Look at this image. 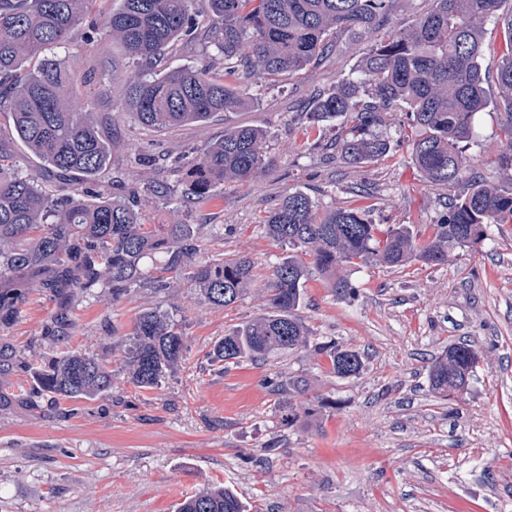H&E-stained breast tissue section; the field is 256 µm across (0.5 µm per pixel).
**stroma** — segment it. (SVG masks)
Returning a JSON list of instances; mask_svg holds the SVG:
<instances>
[{
  "mask_svg": "<svg viewBox=\"0 0 512 512\" xmlns=\"http://www.w3.org/2000/svg\"><path fill=\"white\" fill-rule=\"evenodd\" d=\"M368 42L341 41L322 61L270 84L243 83L248 105L201 124L156 132L127 118L113 127L112 166L97 184L120 181L140 191L149 224H220L221 241H205L200 257H250L268 274L285 249L264 234L262 220L286 193L307 194L317 208L368 206L381 226L407 224L417 241L433 234L445 208L411 159L400 127L387 134L388 157L357 167L330 160L325 147L339 120L311 129L314 101L332 93L357 69ZM74 89L93 121L117 110L124 96L114 71L135 64L111 38H77L58 50ZM222 68L206 32L169 50L162 69ZM491 104L478 113L465 150L476 173L512 184L500 166L508 149L507 119L489 84ZM228 125L267 134L264 168L247 184H228L214 200L188 203V166L221 140ZM156 158L140 164L139 154ZM166 183L157 197L150 181ZM355 286L337 298L318 275L305 287L300 316L312 343L281 358L213 370L214 344L236 326L267 311L250 290L229 307L208 305L185 280L158 292L134 286L119 301L81 295L67 311L65 340L46 339L53 299L31 296L15 323L0 330V353L32 359L92 350L112 367V391L70 402V414L26 397L33 379L21 364L0 372V512H176L185 497L214 485L234 490L250 512H512V224H494L484 241L448 251L442 264L415 262L396 269L370 262L344 267ZM176 308L186 342L183 361L159 386L140 389L123 368L124 341L142 309ZM358 351L365 367L343 379L330 371L316 343ZM473 344L478 361L457 397L432 393L428 363L450 344ZM302 377L291 400L305 416L282 418L267 382L278 374Z\"/></svg>",
  "mask_w": 512,
  "mask_h": 512,
  "instance_id": "stroma-1",
  "label": "stroma"
}]
</instances>
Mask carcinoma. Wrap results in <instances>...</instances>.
<instances>
[{"instance_id":"1","label":"carcinoma","mask_w":512,"mask_h":512,"mask_svg":"<svg viewBox=\"0 0 512 512\" xmlns=\"http://www.w3.org/2000/svg\"><path fill=\"white\" fill-rule=\"evenodd\" d=\"M91 0H0V103L8 104L12 127L0 136V329L18 317L28 296L39 293L64 309L77 293L112 289L118 302L132 285L149 279V259L161 272L154 289L165 291L164 275L194 285L214 306L237 303L248 289L266 294L269 311L237 326L217 342L213 362L260 361L286 355L310 343L311 331L297 314L305 283L315 270L336 295L354 290L340 268L367 261L400 267L419 261L444 263L448 248L472 246L492 224L512 223V185L505 188L469 172L463 143L473 136V119L484 111L487 75L482 68L483 29L491 21L504 29L506 54L496 73L500 99L508 107L502 127L512 166V12L499 13L502 0H432V8L412 26L374 43L358 66L322 97L312 122L343 119L333 144L336 157L352 164L385 158L391 141L382 129L408 125L416 131L411 158L429 185L447 195L445 212L432 237L415 241L404 225L382 230L366 218L363 206L317 211L302 192L286 194L268 212L265 234L288 248L259 280L252 262L239 256L220 262L197 260L196 224H146L134 201L97 195L87 183L107 170L111 144L77 101L68 66L55 49L79 35H106L119 42L140 70L125 80L119 112L144 127L166 131L210 119L246 104L226 82L258 76L267 82L306 69L336 49L339 35L369 40L387 20L391 0H202L212 16L211 38L224 58V73L209 65L162 72L166 51L194 34L197 0H119L103 18L87 19ZM37 68L22 76L24 63ZM20 140L45 167L69 178L71 191L52 198L35 176L14 172L10 141ZM266 133L252 126H228L224 138L190 163L186 194L206 203L228 182H247L262 173ZM308 260H303L302 256ZM339 378L363 370L359 352L334 342L317 346ZM186 352L179 323L166 310L148 308L136 318L123 362L130 383L158 386L163 373ZM477 354L468 343L448 346L428 368L432 391L445 399L462 391ZM27 397L92 401L112 389V370L97 353L69 351L34 369ZM302 379L283 375L275 383L288 421L298 417L288 403ZM177 512H245L227 487L185 498Z\"/></svg>"}]
</instances>
